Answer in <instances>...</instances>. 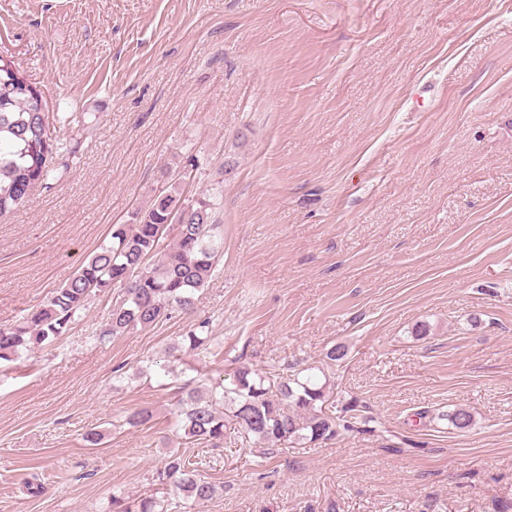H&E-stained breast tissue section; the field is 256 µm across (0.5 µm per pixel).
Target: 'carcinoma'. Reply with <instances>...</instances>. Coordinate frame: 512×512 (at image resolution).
Instances as JSON below:
<instances>
[{
  "label": "carcinoma",
  "mask_w": 512,
  "mask_h": 512,
  "mask_svg": "<svg viewBox=\"0 0 512 512\" xmlns=\"http://www.w3.org/2000/svg\"><path fill=\"white\" fill-rule=\"evenodd\" d=\"M0 218L28 198L27 189L47 180L59 156H75L78 144L59 136L66 119L38 108L42 92L15 90L16 76L0 61ZM214 204L207 198L186 199L176 191L156 196L150 206L134 215L132 224H113L105 238L72 276L16 325L0 326V360L13 361L65 335L78 312L91 299L114 287L124 291L112 309L100 338L146 329L194 308V296L212 277L221 256V239ZM205 324L187 332L170 354L183 350L207 351L211 337ZM330 381L313 372L260 375L246 366L234 371L229 384L181 387L174 429L185 438L213 447L224 442V421L229 416L266 450L284 443L316 444L332 440L358 409L339 406L332 399ZM148 408L127 415L131 427L149 424ZM457 429L474 425L466 408L448 413ZM156 482L171 486L186 501L210 499L214 486L197 473L195 463L178 453L170 455ZM166 499L149 496L129 501L112 496V512H168Z\"/></svg>",
  "instance_id": "cac0c4a2"
}]
</instances>
